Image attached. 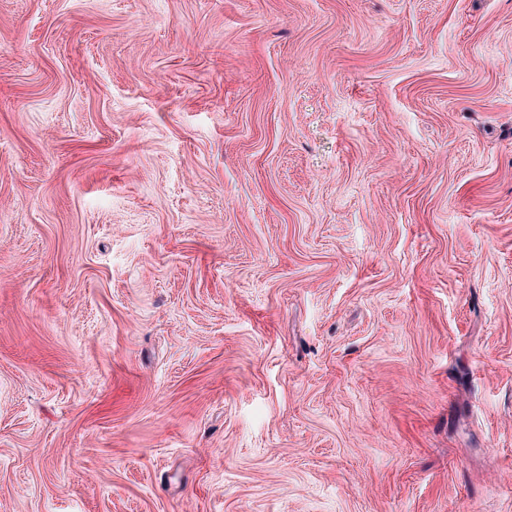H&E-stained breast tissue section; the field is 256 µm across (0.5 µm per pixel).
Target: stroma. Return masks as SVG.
<instances>
[{"instance_id": "1", "label": "stroma", "mask_w": 512, "mask_h": 512, "mask_svg": "<svg viewBox=\"0 0 512 512\" xmlns=\"http://www.w3.org/2000/svg\"><path fill=\"white\" fill-rule=\"evenodd\" d=\"M0 512H512V0H0Z\"/></svg>"}]
</instances>
